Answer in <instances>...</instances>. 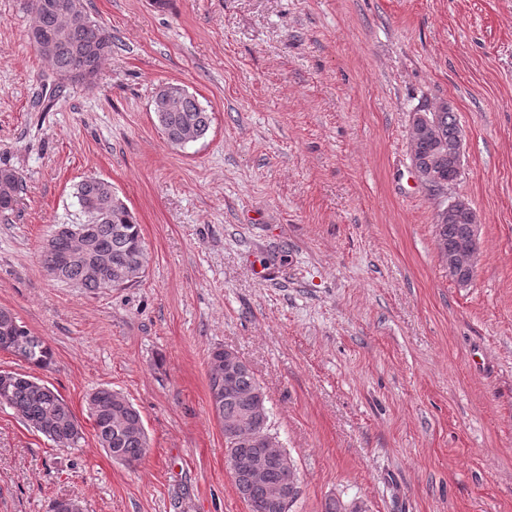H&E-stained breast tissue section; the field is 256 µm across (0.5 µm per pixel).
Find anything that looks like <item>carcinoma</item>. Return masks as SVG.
Returning <instances> with one entry per match:
<instances>
[{"label": "carcinoma", "instance_id": "obj_1", "mask_svg": "<svg viewBox=\"0 0 512 512\" xmlns=\"http://www.w3.org/2000/svg\"><path fill=\"white\" fill-rule=\"evenodd\" d=\"M38 11L37 35L33 45L55 68L56 72L74 82L91 83L97 77L102 61L112 53V36L93 21L83 0H31ZM153 112L167 141L183 146L204 137L210 129L212 115L177 84L156 88L152 99ZM431 122L433 135L411 147V158L422 163L435 162L438 143H454L462 131L455 112L448 106L431 109L422 104ZM23 189L22 177L13 169L0 168V191L18 194ZM75 198L88 224V238L57 233L50 246L56 255L83 253L86 243L93 245V259L108 262L122 272L118 283L88 274L83 263H74L64 270L63 281L95 293L110 287L125 288L145 273L148 254L140 224L112 184L89 177L76 185ZM465 218L436 225L439 240L452 242L465 228ZM0 350L10 352L38 368L52 363V351L46 340L30 332L10 310L0 308ZM209 387L224 383V347L211 349L208 358ZM238 396L213 407L219 423L235 421L244 416L252 402L262 405L263 412L246 422L236 440H225L226 455L247 458L253 451V438L258 431L272 435L268 398L250 366L237 376ZM0 400L7 402L26 423L51 441L59 440L68 448L82 439L81 428L65 399L48 384L27 373L0 370ZM125 397L110 388L92 393L87 405L93 420L95 436L113 460L133 465L146 454L148 437L140 412L132 404H123ZM297 474L286 456L251 479L243 492L250 512H272L269 492L288 481V474Z\"/></svg>", "mask_w": 512, "mask_h": 512}]
</instances>
